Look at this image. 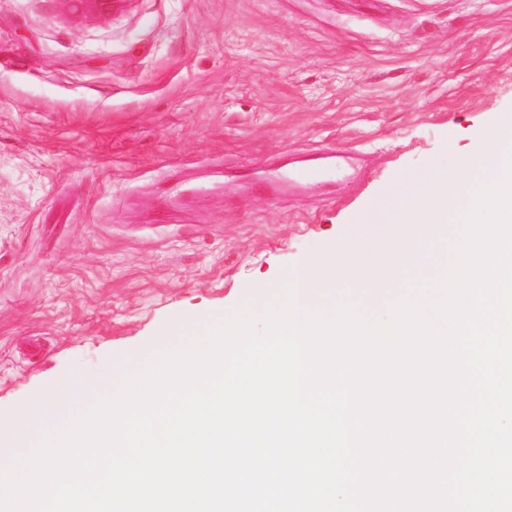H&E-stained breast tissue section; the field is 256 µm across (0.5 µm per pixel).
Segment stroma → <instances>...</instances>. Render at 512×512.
Masks as SVG:
<instances>
[{"instance_id":"stroma-1","label":"stroma","mask_w":512,"mask_h":512,"mask_svg":"<svg viewBox=\"0 0 512 512\" xmlns=\"http://www.w3.org/2000/svg\"><path fill=\"white\" fill-rule=\"evenodd\" d=\"M506 119L512 0H0V406L275 300Z\"/></svg>"}]
</instances>
